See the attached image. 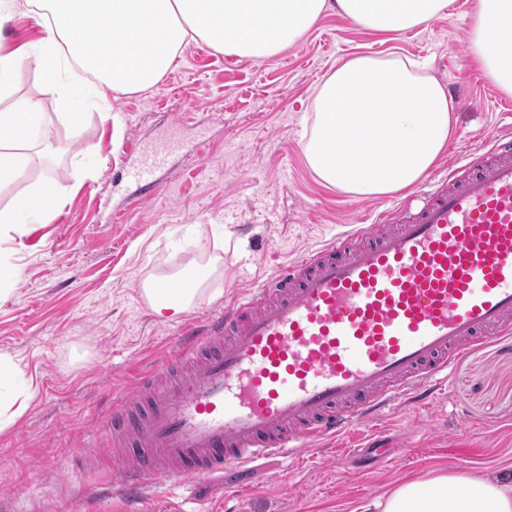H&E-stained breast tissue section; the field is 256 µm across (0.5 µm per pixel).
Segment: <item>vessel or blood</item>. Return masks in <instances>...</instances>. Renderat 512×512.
Instances as JSON below:
<instances>
[{
    "label": "vessel or blood",
    "mask_w": 512,
    "mask_h": 512,
    "mask_svg": "<svg viewBox=\"0 0 512 512\" xmlns=\"http://www.w3.org/2000/svg\"><path fill=\"white\" fill-rule=\"evenodd\" d=\"M180 149L135 152L130 204ZM511 337L512 140L187 321L178 351L112 402V488L135 508L153 481L299 459L395 400L429 402L461 356Z\"/></svg>",
    "instance_id": "vessel-or-blood-1"
}]
</instances>
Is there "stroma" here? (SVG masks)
Returning a JSON list of instances; mask_svg holds the SVG:
<instances>
[{
    "mask_svg": "<svg viewBox=\"0 0 512 512\" xmlns=\"http://www.w3.org/2000/svg\"><path fill=\"white\" fill-rule=\"evenodd\" d=\"M475 4L453 0L448 15L404 33L327 14L297 46L265 61L192 43L154 88L106 94L76 126L58 119L41 71H17L15 94L38 101L54 150L0 188V207L47 180L60 197L46 218L0 233V268L11 274L0 293V354L23 370L0 384L23 406L0 431V502L9 512H126L112 490L110 436L98 424L141 370L175 348L182 325L151 311L139 278L217 263L193 313H218L281 264L418 194L414 186L358 198L307 166L304 120L336 66L361 54L429 60V76L453 106L432 173L512 130V96L483 76L469 46ZM108 112L120 126L105 120ZM172 132L182 150L160 174L165 189L128 206L133 162L119 157L120 146ZM374 432L401 440L394 463L329 446L299 463L266 457L180 487L151 483L145 512H169L177 495L195 512H355L406 476L512 466V346L462 356L435 407L396 402Z\"/></svg>",
    "mask_w": 512,
    "mask_h": 512,
    "instance_id": "1",
    "label": "stroma"
}]
</instances>
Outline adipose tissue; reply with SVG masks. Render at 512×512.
Returning <instances> with one entry per match:
<instances>
[{"label":"adipose tissue","instance_id":"1","mask_svg":"<svg viewBox=\"0 0 512 512\" xmlns=\"http://www.w3.org/2000/svg\"><path fill=\"white\" fill-rule=\"evenodd\" d=\"M46 35L34 46L0 51V97L15 70L59 65L46 94L61 104L153 87L189 43L247 59H269L298 44L328 13L367 29L403 32L446 14L451 0H29ZM486 78L512 95V0H477L468 29ZM452 103L420 63L394 55L354 57L314 92L303 152L317 177L357 197L415 185L446 146ZM43 115L32 100L0 109V185L33 160ZM52 183L35 185L0 208V229L46 216L57 204ZM360 512H512V468L459 475L433 469L399 481Z\"/></svg>","mask_w":512,"mask_h":512}]
</instances>
